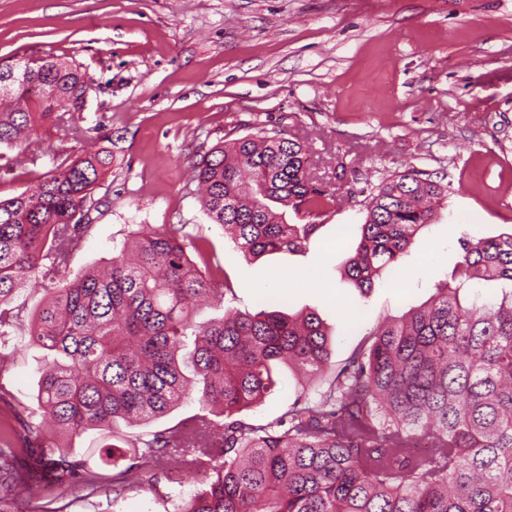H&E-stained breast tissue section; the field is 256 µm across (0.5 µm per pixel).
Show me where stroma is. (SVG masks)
Instances as JSON below:
<instances>
[{
    "label": "stroma",
    "instance_id": "35a3bbf8",
    "mask_svg": "<svg viewBox=\"0 0 512 512\" xmlns=\"http://www.w3.org/2000/svg\"><path fill=\"white\" fill-rule=\"evenodd\" d=\"M49 54L86 71L87 107L72 126L46 123L0 146V198L115 147L70 277L111 261L140 224L203 237L233 283L232 307L316 312L338 367L451 280L459 237L512 233V0H0V65ZM260 131L302 143L336 200L306 249L249 261L202 211L190 165L225 135ZM408 170L447 195L410 255L360 293L344 265L365 193ZM46 355L18 330L0 351V386L33 404ZM300 391L284 372L245 416L268 422ZM205 485L191 475L115 499L43 485L32 497L70 512H173L171 495Z\"/></svg>",
    "mask_w": 512,
    "mask_h": 512
}]
</instances>
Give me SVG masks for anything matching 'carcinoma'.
Wrapping results in <instances>:
<instances>
[{
    "label": "carcinoma",
    "mask_w": 512,
    "mask_h": 512,
    "mask_svg": "<svg viewBox=\"0 0 512 512\" xmlns=\"http://www.w3.org/2000/svg\"><path fill=\"white\" fill-rule=\"evenodd\" d=\"M24 112L0 111V145L45 122L65 125L83 108L89 78L51 55L22 57ZM108 149L62 162L37 186L0 200V346L28 326L29 342L54 354L31 407L0 386V512H32L37 476L91 496L118 464L132 490L169 470L209 474L177 512H512V234L461 239L453 283L429 304L378 329L327 387L301 391L279 417L254 424L241 412L268 397L282 364L309 375L331 366L328 335L314 312H242L200 325L208 298L225 301L229 280L203 275L196 238L141 224L103 269L68 279L90 228L93 193L112 169ZM199 203L246 259L306 247L317 224H290L286 209L320 215L334 199L313 181L303 146L276 135L225 138L193 163ZM441 184L417 171L371 189L345 274L361 291L409 255L432 218ZM510 285L496 302L477 283ZM41 286L39 309L12 307ZM199 392L198 411L122 447L120 423L166 416ZM52 424L44 431L36 417ZM97 430L92 454L66 446Z\"/></svg>",
    "instance_id": "obj_1"
}]
</instances>
